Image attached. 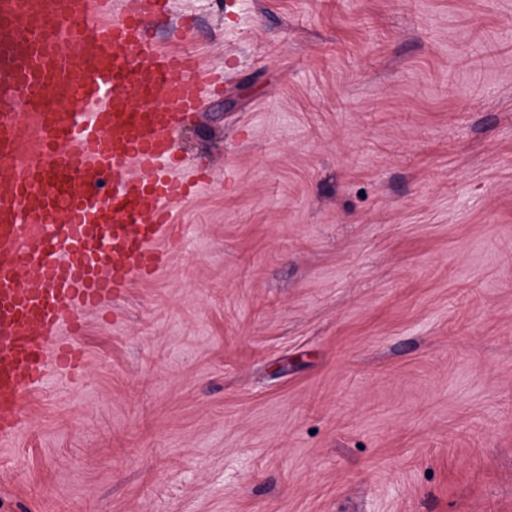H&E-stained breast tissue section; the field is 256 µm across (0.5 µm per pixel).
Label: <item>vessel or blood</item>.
Instances as JSON below:
<instances>
[{
  "label": "vessel or blood",
  "instance_id": "vessel-or-blood-1",
  "mask_svg": "<svg viewBox=\"0 0 512 512\" xmlns=\"http://www.w3.org/2000/svg\"><path fill=\"white\" fill-rule=\"evenodd\" d=\"M168 12L0 0V442L50 369L80 372L86 313L158 271L170 206L193 191L168 166L202 89L196 58L149 32Z\"/></svg>",
  "mask_w": 512,
  "mask_h": 512
}]
</instances>
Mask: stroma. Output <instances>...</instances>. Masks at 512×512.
<instances>
[{
	"label": "stroma",
	"mask_w": 512,
	"mask_h": 512,
	"mask_svg": "<svg viewBox=\"0 0 512 512\" xmlns=\"http://www.w3.org/2000/svg\"><path fill=\"white\" fill-rule=\"evenodd\" d=\"M224 84L149 280L0 444V512H512V0H170Z\"/></svg>",
	"instance_id": "obj_1"
}]
</instances>
